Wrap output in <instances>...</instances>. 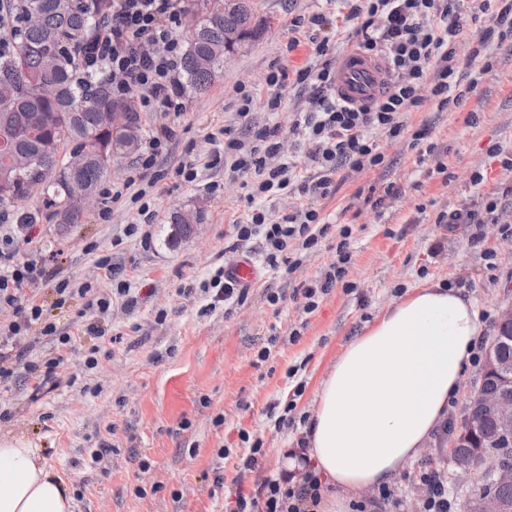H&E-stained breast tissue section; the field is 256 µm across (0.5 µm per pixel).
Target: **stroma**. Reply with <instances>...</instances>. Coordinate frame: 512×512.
Returning a JSON list of instances; mask_svg holds the SVG:
<instances>
[{"instance_id": "35a3bbf8", "label": "stroma", "mask_w": 512, "mask_h": 512, "mask_svg": "<svg viewBox=\"0 0 512 512\" xmlns=\"http://www.w3.org/2000/svg\"><path fill=\"white\" fill-rule=\"evenodd\" d=\"M254 7L266 22L262 38L237 55L208 93L186 92L179 116L141 113L143 139L171 132L155 168L142 170L134 155L112 164L111 186L136 179L156 214L149 243L126 232L138 209L127 196L113 203L110 222L93 209L64 231L42 198L19 204L37 217L20 251H43V275L27 292L39 296L46 318L73 339L58 347L48 336L20 337L26 361L0 381V437L41 449L70 487L75 512H224L226 496L253 494L277 478L278 451L298 446L332 363L408 289L442 284L460 290L473 299L489 337L501 311L512 307V200L498 196L499 187L512 183V168L491 153L498 145L512 154L511 36L491 43L490 70L459 104L439 112L429 100L407 114L410 130L431 123L435 157L420 158L409 133L378 135L383 164L350 174L335 196L317 202L331 229L314 251L302 253L297 271L259 264L260 277L243 304L228 310L213 303L204 283L219 267L255 252L254 243L236 241L232 220L244 210L246 190L219 155L229 141L249 143L251 127L265 124L285 128L284 156L300 159L307 150L290 128L309 109V87L288 83L279 110L257 108L245 118L238 115L239 89L272 94L269 73L301 67L309 53L308 46H290L296 22L318 12L335 15L337 3L254 0ZM181 164L195 167L194 182L175 177ZM389 184L396 194L383 211L366 205L372 186ZM493 200L499 223L437 221L455 210L485 213ZM178 208L199 212L201 222L191 236L174 240L169 217ZM345 225L353 230L346 280L305 313L296 289L327 270ZM92 245L111 255L114 278L96 268ZM64 278L76 292L60 307L54 286ZM121 282L137 297L135 307L115 297ZM86 283L111 295L109 308L87 309L77 292ZM272 293L278 304L269 302ZM83 321L97 323L104 338L77 334ZM294 330L300 337L292 342ZM273 334L279 345L269 361H258ZM95 347L99 364L84 369ZM56 354L64 358L58 386L34 392L27 364ZM274 403L291 406L294 425L275 427L266 416ZM243 431L266 446L251 470L239 459ZM224 448L232 451L225 459L219 456Z\"/></svg>"}]
</instances>
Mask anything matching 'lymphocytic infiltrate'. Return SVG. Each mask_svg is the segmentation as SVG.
<instances>
[{
	"label": "lymphocytic infiltrate",
	"mask_w": 512,
	"mask_h": 512,
	"mask_svg": "<svg viewBox=\"0 0 512 512\" xmlns=\"http://www.w3.org/2000/svg\"><path fill=\"white\" fill-rule=\"evenodd\" d=\"M347 9L337 30L360 20V47L364 53H380L393 77L386 91L372 105L354 108L333 99L335 70L326 55L329 39L327 15L309 19L308 41L320 65H306L288 73L280 68L269 74L267 83L284 87L287 79L306 84L312 90V112L295 123L294 132L306 137L308 157L316 166L314 175H303L298 162L270 166L271 158L282 150L279 125L254 128L250 144L230 142L232 172L247 179V210L233 221L238 241L257 240L258 249L269 267L295 271L300 264L298 251L318 246L329 226L311 199H326L336 192L339 169L359 172L383 163L373 131L396 138L404 133L406 113L415 111L425 99L438 109L459 102L460 85L476 89L479 78L490 66L485 56L487 40H480L469 54V82H462L456 63V40L465 21L489 14L493 28L512 30V0H343ZM179 0H112L104 6L100 23L91 40L78 51V69L87 76L112 74L113 95L134 99L145 112L184 110L180 88V62L183 46L176 31L180 21ZM154 44L164 53L151 52ZM296 194L293 209L279 221H270L266 209L254 206L255 197L277 198L285 190ZM23 219L0 212V308H16L18 320L0 325V379L13 375L14 364L23 359L15 348L21 333L38 330L40 335L56 337L69 344L70 334H58L54 323L46 321L43 304L36 296H25L24 287L38 278L42 268L35 255L20 256L16 247L18 228ZM349 227L338 232L335 256L321 278L302 283L306 313H313L324 296L346 278L351 263ZM416 512H455L448 496L445 470L424 468L415 482ZM321 499V482L306 475L297 487L284 486L268 479L250 496L241 494L225 499L224 512H315Z\"/></svg>",
	"instance_id": "f902f5d3"
}]
</instances>
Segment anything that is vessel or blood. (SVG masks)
Listing matches in <instances>:
<instances>
[{
    "label": "vessel or blood",
    "mask_w": 512,
    "mask_h": 512,
    "mask_svg": "<svg viewBox=\"0 0 512 512\" xmlns=\"http://www.w3.org/2000/svg\"><path fill=\"white\" fill-rule=\"evenodd\" d=\"M387 78L386 64L381 58L348 50L336 68V99L350 106L368 104L384 91Z\"/></svg>",
    "instance_id": "vessel-or-blood-1"
}]
</instances>
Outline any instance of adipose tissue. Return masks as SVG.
Listing matches in <instances>:
<instances>
[{
  "label": "adipose tissue",
  "mask_w": 512,
  "mask_h": 512,
  "mask_svg": "<svg viewBox=\"0 0 512 512\" xmlns=\"http://www.w3.org/2000/svg\"><path fill=\"white\" fill-rule=\"evenodd\" d=\"M483 333L459 291L409 289L345 346L321 383L305 447L280 449L279 470L293 486L316 471L321 512L391 484L444 424ZM0 512H74L66 482L18 439H0Z\"/></svg>",
  "instance_id": "obj_1"
}]
</instances>
